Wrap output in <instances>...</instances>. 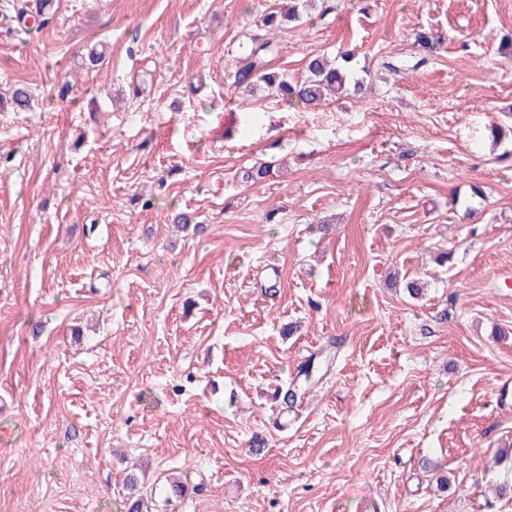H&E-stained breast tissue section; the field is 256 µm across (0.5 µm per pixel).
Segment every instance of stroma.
<instances>
[{"label":"stroma","instance_id":"35a3bbf8","mask_svg":"<svg viewBox=\"0 0 512 512\" xmlns=\"http://www.w3.org/2000/svg\"><path fill=\"white\" fill-rule=\"evenodd\" d=\"M23 2L0 0V96L33 101L0 103V512H128L131 470L186 481L177 512H512V141L487 137L512 0L310 6L271 70L351 51L364 85L314 109L233 85L289 0H52L42 27Z\"/></svg>","mask_w":512,"mask_h":512}]
</instances>
